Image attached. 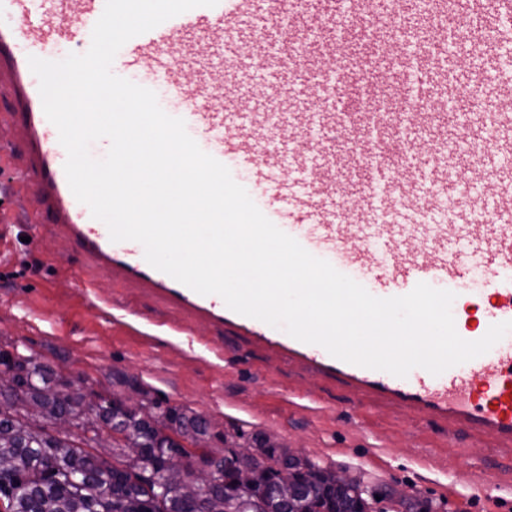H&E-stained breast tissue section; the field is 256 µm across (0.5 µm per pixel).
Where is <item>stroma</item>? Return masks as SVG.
I'll use <instances>...</instances> for the list:
<instances>
[{
  "mask_svg": "<svg viewBox=\"0 0 512 512\" xmlns=\"http://www.w3.org/2000/svg\"><path fill=\"white\" fill-rule=\"evenodd\" d=\"M26 233L14 228L12 249L0 256V349L26 346L84 388L121 397L137 386L161 407L206 416L213 448L223 447L228 432L244 444L271 433L278 449L298 448L320 466L345 470L362 490L409 491L424 512H512V457L493 452L489 442L462 430L449 446L434 423L385 408L365 422V403L346 390L284 363L268 365L261 352L223 331L209 333L229 355L215 365L159 331L143 339L114 320L105 300L127 299L160 314L151 296L106 274L85 294L71 278L77 256L47 235L30 249ZM280 386L313 390L321 403L292 408L277 394Z\"/></svg>",
  "mask_w": 512,
  "mask_h": 512,
  "instance_id": "obj_1",
  "label": "stroma"
}]
</instances>
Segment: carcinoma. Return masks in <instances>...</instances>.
<instances>
[{"label":"carcinoma","instance_id":"1","mask_svg":"<svg viewBox=\"0 0 512 512\" xmlns=\"http://www.w3.org/2000/svg\"><path fill=\"white\" fill-rule=\"evenodd\" d=\"M0 358V364L24 385L21 406L0 405V501L4 512H144L152 498L162 500L163 512H198L196 504L174 493L171 483L190 468L191 460L167 468L168 438L140 413H130L115 429L112 457H121V449L130 442L139 444L142 456L134 462V468L146 475L158 467L165 468V473L153 482L131 481L127 462H93L87 449L94 447L95 427L86 429V435L77 442L67 435L53 437L29 425L24 410L35 409L50 420L80 407L84 395L69 385L60 386V374L32 351L17 347L12 353L0 351ZM176 413L174 432L205 445L209 429L203 416L180 408ZM15 460L24 462L22 471L12 469ZM289 468L297 479L305 475L312 478L313 486L284 508L264 491L268 512H364L363 493L355 480L337 485L330 479L329 469L307 458L291 463ZM257 493L252 488L228 491L224 485L202 489L206 512H251Z\"/></svg>","mask_w":512,"mask_h":512}]
</instances>
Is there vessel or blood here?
<instances>
[{"label": "vessel or blood", "mask_w": 512, "mask_h": 512, "mask_svg": "<svg viewBox=\"0 0 512 512\" xmlns=\"http://www.w3.org/2000/svg\"><path fill=\"white\" fill-rule=\"evenodd\" d=\"M295 0H219L197 7L130 39L117 53L113 72H146L142 85L161 108H173L188 134L224 164L259 210L313 256L361 284L378 298L408 294L421 282L455 293L452 314L461 338H482L491 325L512 321V84L497 75L512 66V0H474L472 15L492 13L495 29L485 45L458 47L446 25L435 23L428 38L445 46L456 64L455 85L476 92L495 110L493 120L465 113L454 132L430 126L433 111L447 108V94L422 89L436 65L410 46L393 43L407 57L411 89L401 112L383 113L369 128L349 127L338 107L324 104L325 87L304 79L306 62L281 59V79L267 82L271 112H228L237 86L230 66L263 68L268 36L277 30L291 44L305 41L295 24ZM105 0H0V88L10 106L0 126L13 137L5 149L22 148L25 169L11 179L9 195L33 234L49 231L82 262L72 278L93 292L100 274L149 293L167 310L157 318L110 299L118 312H134L137 323L186 340L218 361L202 328L228 330L261 351L272 364L340 383L358 400L414 420L440 422L448 432L467 427L473 437L494 441L512 456V332L479 357L440 375L422 368L400 378L349 364L324 348L300 342L283 329L239 315L221 297L203 296L156 270L134 241L112 242L107 226L72 194L58 131L45 117L38 80L28 59L56 60L60 50L85 53ZM379 10L376 0H336L339 38L325 45L322 68L336 88L352 74L344 31ZM410 126L404 164L375 168L373 141ZM440 144V157L424 147ZM463 169L467 208L448 210V170ZM358 168L372 177L358 194L349 175ZM480 288L466 283L474 271Z\"/></svg>", "instance_id": "obj_1"}]
</instances>
